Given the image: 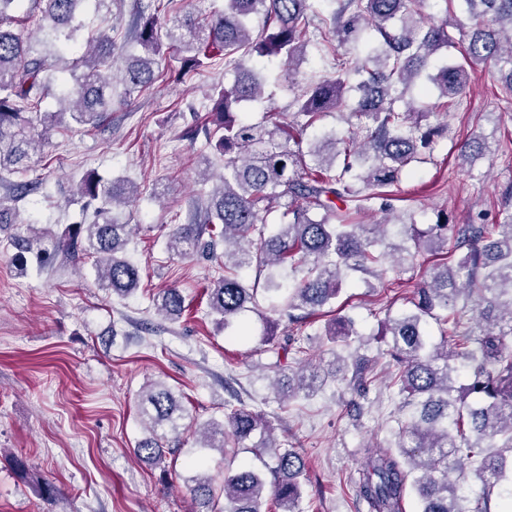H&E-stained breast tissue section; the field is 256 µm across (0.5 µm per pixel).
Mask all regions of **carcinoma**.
Instances as JSON below:
<instances>
[{"label":"carcinoma","instance_id":"obj_1","mask_svg":"<svg viewBox=\"0 0 512 512\" xmlns=\"http://www.w3.org/2000/svg\"><path fill=\"white\" fill-rule=\"evenodd\" d=\"M464 19L428 25L422 20L424 0H224V11L200 23L175 14L166 27L154 15L142 17L134 31L142 53L124 68L121 83L133 95L165 75L159 68L162 46L180 57L178 79L224 60V70L236 74L226 88L217 83L207 97L205 140L224 157L222 171L213 175L216 187L203 209L200 224H172L167 248L181 257L214 254L224 246V275L204 288L206 306L229 332L236 329L247 305H257L258 290L277 296L278 308L302 334L307 318L330 306L348 272H362L387 288L378 268L383 254L374 247L385 237L393 211L387 188L397 184L414 163L425 162V150L448 133V125L430 122L439 112L457 105L467 85V67L491 65L503 73L512 92V0H461ZM83 0H0V179L28 172L32 154L50 146V132L72 121L95 128L112 107V70L116 43L112 31H102L77 44L78 5ZM50 29L54 51L39 52L27 36L14 31ZM465 33L464 63H446L431 72L433 57L455 44L449 32ZM364 54L339 47L359 41L365 33ZM311 44L331 58V75L298 89L288 108L271 113L266 123L239 116L242 106L262 99L264 85L249 61L278 57L287 66L285 81L306 57ZM59 52L77 54L58 110L43 109ZM433 86L440 102L420 109L398 105L420 78ZM359 94L348 113L355 129L322 131L318 123L340 111L349 92ZM491 151L479 135L460 146V160H473ZM40 185L38 180L10 184L11 198L0 199V224L18 223L16 203ZM138 195V186L123 179H106L90 170L75 184L74 197L92 220L70 224L56 237L54 251L93 259L98 287L120 296L140 286L138 264L126 255L131 225L114 214ZM342 202L337 206L336 202ZM280 210L290 220L271 224ZM377 212L383 218L358 224L353 215ZM405 239L393 245L394 263L403 265L429 254L434 262L416 286L413 308L381 320V335L392 338L389 355L394 370L387 387L412 408L399 428L396 448L366 454L354 483L357 498L369 512H404L413 490L420 512H495L491 492L500 487V508L512 507V485H502L507 471L505 453L512 454V213L496 224L478 213L470 224H450L448 216L419 228L406 227ZM455 240L448 254V237ZM16 249L47 254L43 237L33 226L27 233L9 234ZM253 269L249 285L241 272ZM464 297L476 311L474 327L460 332L457 301ZM157 310L170 319L185 311L175 289L154 297ZM441 326L439 340L426 331L427 320ZM358 335L348 316L331 319L327 340L350 345ZM300 355L288 388L298 393L312 388L317 366ZM376 381L369 360H356L351 382L366 389ZM139 415L149 436L139 440L135 455L160 465L166 458L161 441L185 419L181 397L162 382H151L139 400ZM270 431L258 414L224 402V420H210L195 430L203 448L241 444L254 432ZM275 465L269 481L253 470L224 473V512H261L270 496L275 512H302L303 458L276 443ZM481 482L478 493L464 490L466 464ZM206 512H218L212 478L192 479L188 486Z\"/></svg>","mask_w":512,"mask_h":512}]
</instances>
